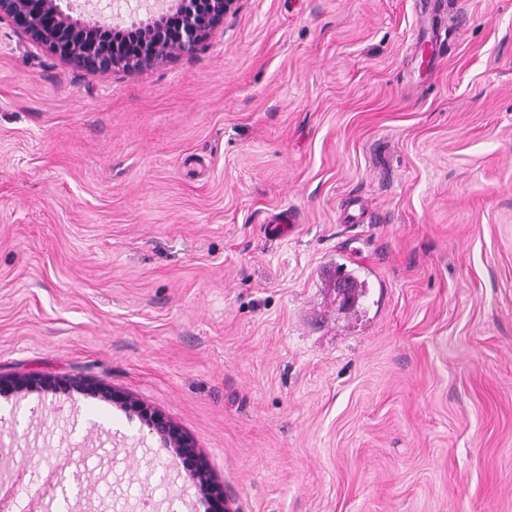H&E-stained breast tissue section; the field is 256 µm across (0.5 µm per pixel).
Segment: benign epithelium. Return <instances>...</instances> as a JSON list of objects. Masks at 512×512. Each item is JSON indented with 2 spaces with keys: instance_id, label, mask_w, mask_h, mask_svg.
<instances>
[{
  "instance_id": "7a95c632",
  "label": "benign epithelium",
  "mask_w": 512,
  "mask_h": 512,
  "mask_svg": "<svg viewBox=\"0 0 512 512\" xmlns=\"http://www.w3.org/2000/svg\"><path fill=\"white\" fill-rule=\"evenodd\" d=\"M238 0H143L154 18L137 27L134 50L117 48L101 38L109 20L85 22L62 8L60 0H0V23L48 49L69 63L95 73L117 68L138 70L168 55L193 53L225 18ZM47 392L76 391L110 401L136 415L149 433L169 448L177 463L192 477L194 488L207 512H234L206 458L178 424L143 401L109 386L82 378H55L40 374L0 375V391L23 392L33 388Z\"/></svg>"
}]
</instances>
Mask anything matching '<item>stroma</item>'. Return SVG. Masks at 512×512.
Wrapping results in <instances>:
<instances>
[{
	"label": "stroma",
	"instance_id": "35a3bbf8",
	"mask_svg": "<svg viewBox=\"0 0 512 512\" xmlns=\"http://www.w3.org/2000/svg\"><path fill=\"white\" fill-rule=\"evenodd\" d=\"M31 373L165 413L235 512H512V0H239L105 75L0 24V374ZM0 458V512L76 474L67 512L206 510L75 391L0 395Z\"/></svg>",
	"mask_w": 512,
	"mask_h": 512
}]
</instances>
